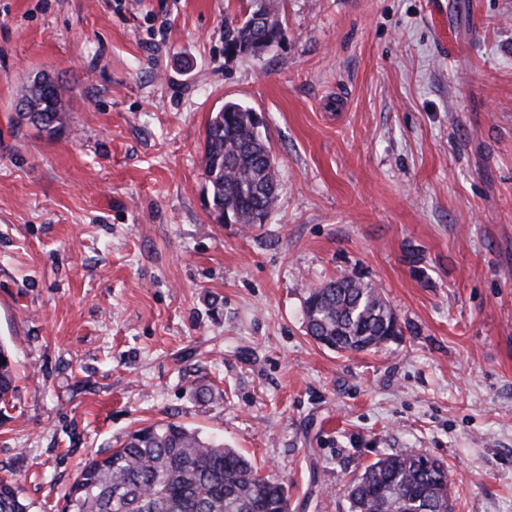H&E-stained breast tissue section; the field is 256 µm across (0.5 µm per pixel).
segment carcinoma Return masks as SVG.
I'll return each instance as SVG.
<instances>
[{
  "label": "carcinoma",
  "mask_w": 512,
  "mask_h": 512,
  "mask_svg": "<svg viewBox=\"0 0 512 512\" xmlns=\"http://www.w3.org/2000/svg\"><path fill=\"white\" fill-rule=\"evenodd\" d=\"M281 0H250L247 15L224 23V52L244 53L282 30ZM18 113L48 135L62 126V93L44 77L21 95ZM205 176L217 219L262 224L277 207L271 148L252 110L229 102L209 120ZM308 334L329 349L362 352L401 335L399 320L378 289L358 277H337L310 289L303 305ZM15 393L14 357L0 343V403ZM252 462L224 441L166 421L131 432L118 448L92 457L65 493L64 512H288L284 482L257 477ZM349 512H453L448 470L426 454H395L366 467L345 485ZM17 483L0 479V512H28Z\"/></svg>",
  "instance_id": "1"
}]
</instances>
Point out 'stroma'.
Returning a JSON list of instances; mask_svg holds the SVG:
<instances>
[{"instance_id": "35a3bbf8", "label": "stroma", "mask_w": 512, "mask_h": 512, "mask_svg": "<svg viewBox=\"0 0 512 512\" xmlns=\"http://www.w3.org/2000/svg\"><path fill=\"white\" fill-rule=\"evenodd\" d=\"M247 5L0 0V477L62 512L89 457L171 420L283 479L288 512H349L401 453L444 463L454 512H512V0H282L281 47L227 56ZM45 76L52 136L16 120ZM228 101L278 167L251 228L204 174ZM345 273L401 336L307 335L309 289ZM14 357L11 349L0 343V403L8 405L15 393Z\"/></svg>"}]
</instances>
